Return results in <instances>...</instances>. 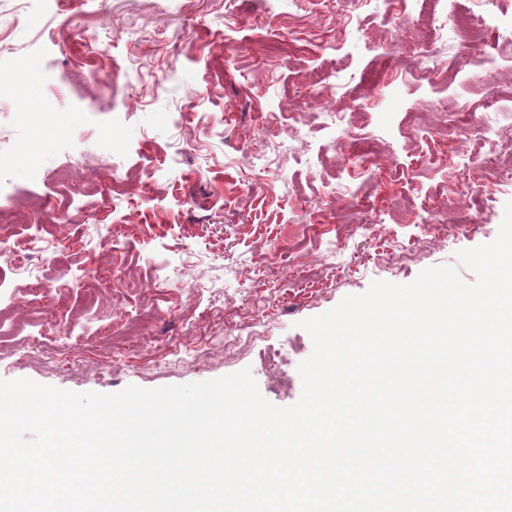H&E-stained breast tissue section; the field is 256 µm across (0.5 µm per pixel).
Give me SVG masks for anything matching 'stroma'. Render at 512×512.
I'll list each match as a JSON object with an SVG mask.
<instances>
[{
  "label": "stroma",
  "instance_id": "1",
  "mask_svg": "<svg viewBox=\"0 0 512 512\" xmlns=\"http://www.w3.org/2000/svg\"><path fill=\"white\" fill-rule=\"evenodd\" d=\"M424 10L29 0L20 14L0 0V82L15 85L0 210H25L10 230L38 240L20 274L0 260L17 324L0 379L116 393L248 367L288 406L312 352L299 321L492 242L512 201V0L486 7L479 41L437 37ZM274 112L299 118L273 136ZM362 117L389 171L357 172ZM434 143L446 164L424 161ZM267 342L299 348L284 383L258 357Z\"/></svg>",
  "mask_w": 512,
  "mask_h": 512
}]
</instances>
